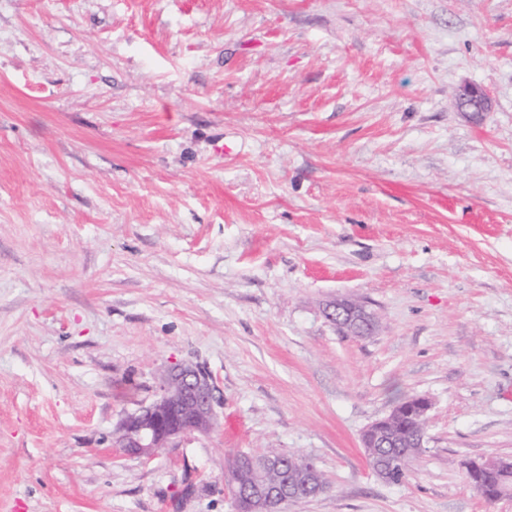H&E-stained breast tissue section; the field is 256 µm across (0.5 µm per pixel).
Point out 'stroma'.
Masks as SVG:
<instances>
[{"mask_svg": "<svg viewBox=\"0 0 512 512\" xmlns=\"http://www.w3.org/2000/svg\"><path fill=\"white\" fill-rule=\"evenodd\" d=\"M178 363L215 430L123 454ZM415 396L390 484L361 436ZM270 448L301 512H512L467 478L512 462V0H0V512H236ZM456 98L463 112H486L491 106L488 91L477 84L465 83L459 86ZM327 318L336 328L350 336H371L376 329L374 314L362 302L343 297L329 300L324 308ZM425 432L417 433L418 447L397 448L385 442H378L377 438L362 439V447L374 471L384 469L387 482L401 483L407 476L409 468L416 456L424 448ZM386 445V446H385ZM281 455L288 457V483L290 485L297 484L308 478L316 484L326 485L323 474L318 470L313 461L299 454L270 449L261 456H252L254 467L233 466V458H229L225 464L224 479L232 491L241 493L249 490L258 477L264 481L249 492V499L252 504L250 512L266 511L270 501L276 498L282 504L288 501L285 505L301 504L309 498L304 495H295L288 500V496L294 494L297 490L299 491L300 488L307 489L310 496H315L323 490L321 486H316L308 481L301 487H288V492L280 488L276 489L265 483H277L282 479L283 473L280 470L271 466L266 467L265 464L266 460ZM239 499L245 508L249 509L251 507L247 498L239 497Z\"/></svg>", "mask_w": 512, "mask_h": 512, "instance_id": "35a3bbf8", "label": "stroma"}]
</instances>
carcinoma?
Listing matches in <instances>:
<instances>
[{"mask_svg":"<svg viewBox=\"0 0 512 512\" xmlns=\"http://www.w3.org/2000/svg\"><path fill=\"white\" fill-rule=\"evenodd\" d=\"M412 405L413 402L407 400L399 402L396 412L382 424V429L392 434L401 447L365 449L373 470H385L387 481L391 483L398 484L406 478L412 462L420 453V449L411 447L416 438L415 422L410 414ZM283 454L285 453L279 450L270 449L265 454L254 457L252 467L235 466L233 459H227L224 469L226 484L231 490L241 493L250 489L258 478L265 482H279L283 473L266 465L265 461ZM285 455L288 457L289 484L309 479L316 484L326 485L323 474L311 459L290 452ZM468 481L486 501L494 502L502 497L503 487H512V470L496 469L491 459L475 461L469 465Z\"/></svg>","mask_w":512,"mask_h":512,"instance_id":"1","label":"carcinoma"}]
</instances>
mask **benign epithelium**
Masks as SVG:
<instances>
[{
  "label": "benign epithelium",
  "instance_id": "benign-epithelium-1",
  "mask_svg": "<svg viewBox=\"0 0 512 512\" xmlns=\"http://www.w3.org/2000/svg\"><path fill=\"white\" fill-rule=\"evenodd\" d=\"M456 98L464 112H486L491 106L488 91L477 84L459 86ZM324 311L344 334L362 337L375 332V316L361 302L336 298L325 304ZM215 405V385L203 367L171 366L160 378L158 397L121 419L117 430L119 446L128 454L149 461L159 449L185 436L210 434L217 422ZM296 491L295 487L284 491L264 482L249 492L250 512H265L273 499L285 503Z\"/></svg>",
  "mask_w": 512,
  "mask_h": 512
}]
</instances>
